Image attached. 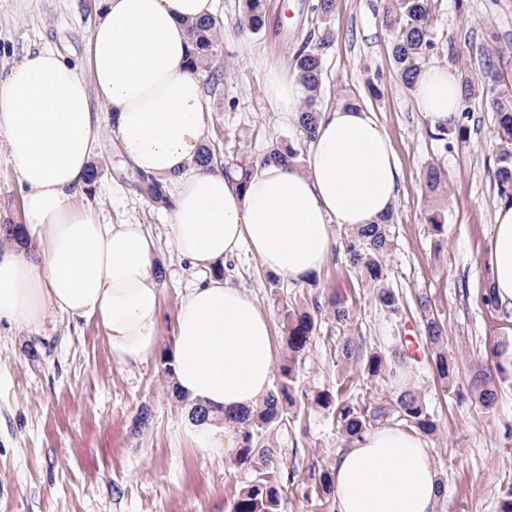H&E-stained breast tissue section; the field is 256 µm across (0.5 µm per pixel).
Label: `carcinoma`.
Masks as SVG:
<instances>
[{
  "mask_svg": "<svg viewBox=\"0 0 512 512\" xmlns=\"http://www.w3.org/2000/svg\"><path fill=\"white\" fill-rule=\"evenodd\" d=\"M336 0H318L312 8L313 30L293 55L294 69L304 84L307 95L303 101L297 120L301 137L313 139L317 124L324 112L321 87L324 75V56L331 43L327 23L335 11ZM242 30L258 35L266 28L265 0H243ZM382 21L391 32V57L402 83L414 86L421 67L437 52L438 44L432 30L429 0H389ZM223 22L218 17L192 22L187 26V35L191 45L189 64L198 70L208 69L204 88L209 96L221 94L224 72L212 67L220 44ZM469 53L479 59L483 65V83L472 74L463 70L459 80L463 101L468 103L477 96L485 98L496 114L495 134L500 141V149L494 160L492 177L497 196L501 203L512 205V84L504 82L498 69L491 64L484 44L471 43ZM469 111L461 113L457 124L449 129L436 131L433 137L445 141L453 134L462 139L467 134L466 120ZM264 162L283 164L300 163V152L294 143L287 140L277 141L269 146L262 157ZM254 172V162L242 160L224 166L227 176L238 177L243 186ZM146 192L158 207L170 206V198L165 187L153 178L140 176ZM442 171L431 165L424 174L427 194L437 195L442 187ZM393 216H388L379 224L359 226L347 237L345 244L346 260L350 267L362 272L374 286L375 301L388 313L395 316L400 312L398 294L386 285L387 273L382 259L391 248V224ZM427 222L435 236L444 234L446 216L436 206L429 207ZM423 323V333L435 348L434 367L438 378L446 384L452 383L455 376V364L448 358L444 349L445 328L434 314L431 301L421 296L417 301ZM326 310L337 325H348L350 319L346 302L331 294L327 297ZM317 330V320L309 311H286L284 316V343L288 357L279 367V381L276 387L253 409H242L230 415L212 413L200 404L189 405V418L195 423L212 422L214 424L231 423L237 429L241 446L239 463L250 465L257 458L270 459V449L259 444L261 431L272 424H288V409L301 405H314L334 416L339 434L352 441L367 432L373 425L390 417V413L381 403L360 402L347 394V387L339 385L337 389L308 391L296 386L300 358L308 349ZM342 356L346 360L363 363V372L370 377H394L403 371L412 359L403 348L389 353L373 352L361 358L360 346L356 339L347 336L341 346ZM512 379V355L507 347L494 346L491 351V363L483 367L472 377L469 383L471 394L487 411L494 409L497 394L494 387L497 382ZM399 420L405 427L419 434L433 435L438 431V420L425 401L410 390L401 392L396 398ZM315 494L320 499L331 496L332 473L321 468L314 476ZM283 489L277 471H266L241 490L231 505V512H280Z\"/></svg>",
  "mask_w": 512,
  "mask_h": 512,
  "instance_id": "carcinoma-1",
  "label": "carcinoma"
}]
</instances>
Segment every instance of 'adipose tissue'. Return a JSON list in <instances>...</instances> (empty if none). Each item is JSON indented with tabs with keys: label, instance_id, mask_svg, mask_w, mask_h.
I'll return each instance as SVG.
<instances>
[{
	"label": "adipose tissue",
	"instance_id": "adipose-tissue-1",
	"mask_svg": "<svg viewBox=\"0 0 512 512\" xmlns=\"http://www.w3.org/2000/svg\"><path fill=\"white\" fill-rule=\"evenodd\" d=\"M215 0H101L88 74L51 49L27 53L0 78V138L23 192L34 258L0 248V323L41 325L47 308L96 320L120 366L158 348L160 288L154 242L141 224H110L75 199L92 148L110 127L125 164L173 183L169 234L179 255L206 276L179 303L171 350L174 384L215 412L252 408L268 393L275 351L268 317L225 281L227 258L248 248L263 268L302 283L337 244L333 226L353 230L393 212L400 169L391 139L364 108L323 112L303 164H259L246 187L196 160L209 138L200 73L188 65L189 23L213 15ZM265 94L298 118L307 91L271 67ZM432 128L463 109L451 66H423L413 88ZM102 112H93L91 96ZM490 284L512 305V206L495 214ZM338 512H433L440 485L424 439L396 426L368 431L332 468Z\"/></svg>",
	"mask_w": 512,
	"mask_h": 512
}]
</instances>
